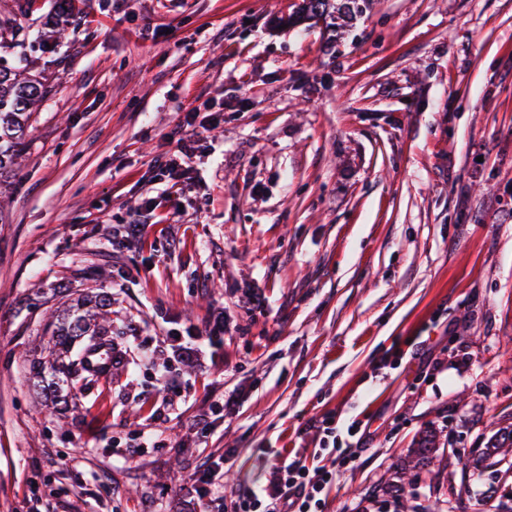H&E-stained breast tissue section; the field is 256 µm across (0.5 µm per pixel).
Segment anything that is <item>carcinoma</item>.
Here are the masks:
<instances>
[{
    "label": "carcinoma",
    "mask_w": 512,
    "mask_h": 512,
    "mask_svg": "<svg viewBox=\"0 0 512 512\" xmlns=\"http://www.w3.org/2000/svg\"><path fill=\"white\" fill-rule=\"evenodd\" d=\"M58 27L45 35L49 41L60 33L76 10L75 0H56ZM362 12L359 0H301L295 20L319 22L339 15L351 19ZM15 50L13 63L0 65V186L7 174L18 164L26 146L31 118L49 93L45 84L27 76L30 54L21 27L11 20L0 19V47ZM112 297L107 292L94 296V305L80 306L65 316L54 315L46 324L45 335L50 337L49 353L57 357L67 354L66 386L73 393H85L94 388L98 378L91 373L88 356L95 349L113 350Z\"/></svg>",
    "instance_id": "1"
}]
</instances>
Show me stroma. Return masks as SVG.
Returning <instances> with one entry per match:
<instances>
[{"label": "stroma", "mask_w": 512, "mask_h": 512, "mask_svg": "<svg viewBox=\"0 0 512 512\" xmlns=\"http://www.w3.org/2000/svg\"><path fill=\"white\" fill-rule=\"evenodd\" d=\"M298 2L79 0L39 51L50 92L0 196V512H198L205 462L260 484L351 424L324 512H512V0H363L338 39L287 25ZM31 3L0 16L33 40L57 5ZM193 109L174 186L153 160ZM100 290L142 359L62 415L29 373L44 318Z\"/></svg>", "instance_id": "obj_1"}]
</instances>
